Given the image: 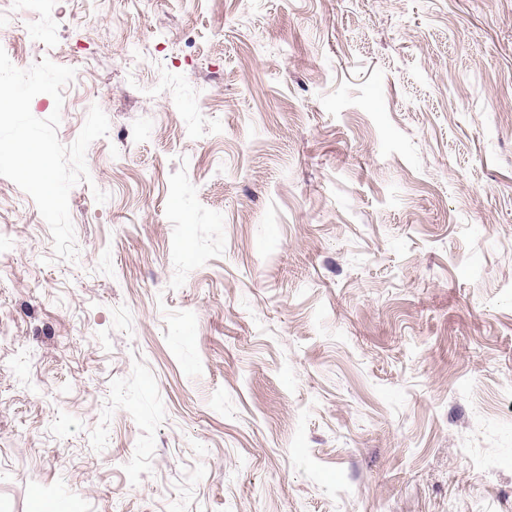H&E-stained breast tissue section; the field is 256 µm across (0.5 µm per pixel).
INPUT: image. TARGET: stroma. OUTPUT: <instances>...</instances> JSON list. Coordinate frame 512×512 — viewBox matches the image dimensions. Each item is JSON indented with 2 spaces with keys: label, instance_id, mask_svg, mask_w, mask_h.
I'll list each match as a JSON object with an SVG mask.
<instances>
[{
  "label": "stroma",
  "instance_id": "stroma-1",
  "mask_svg": "<svg viewBox=\"0 0 512 512\" xmlns=\"http://www.w3.org/2000/svg\"><path fill=\"white\" fill-rule=\"evenodd\" d=\"M10 11L110 129L77 261L0 177V512H512V0Z\"/></svg>",
  "mask_w": 512,
  "mask_h": 512
}]
</instances>
